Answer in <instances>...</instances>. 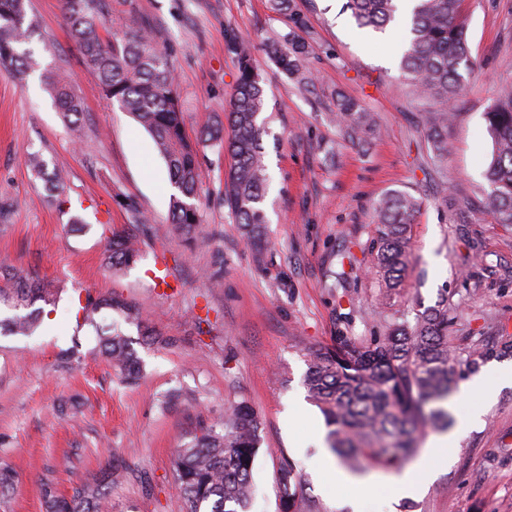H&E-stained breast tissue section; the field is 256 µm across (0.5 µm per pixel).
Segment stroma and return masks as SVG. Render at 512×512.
Returning a JSON list of instances; mask_svg holds the SVG:
<instances>
[{"mask_svg":"<svg viewBox=\"0 0 512 512\" xmlns=\"http://www.w3.org/2000/svg\"><path fill=\"white\" fill-rule=\"evenodd\" d=\"M344 0H296L307 18L319 100L302 97L266 62L264 42L288 21L268 0H105L107 33L131 21L161 31L173 52L185 131L190 139L224 119L238 61L227 31L251 39L270 90V133L263 138L270 183L265 232L273 250L247 243L222 201L227 156L201 149V224L188 240L170 231L174 192L149 133L105 99L69 35L62 0H29L40 22L31 47L43 68L64 70L83 102L82 141H74L39 73L19 81L0 68V198L13 212L0 224V264L67 285L30 336H0V463L15 472L0 512H46L41 484L71 496L109 463L125 479L107 492L110 512H179L175 451L196 430L217 424L238 402L260 423L251 512H281L276 469L283 458L303 477L297 512H349L315 471L328 455L319 408L312 420L288 417L306 400L310 353L343 336L379 332L381 298L373 279V205L393 190L422 197L410 230L408 270L389 303L415 319L440 298L457 309L448 343L460 360L481 356L463 381L512 368V226L470 207L486 188L492 141L484 114L497 86L512 82V0H463L468 47L479 74L464 83L448 129V193L440 195L399 67L405 30L358 29ZM342 91L375 112L382 132L360 147L344 142L328 96ZM333 151L335 162L324 159ZM40 153L66 174L62 201L26 167ZM149 215L142 258L122 272L103 262L105 238L133 221L128 202ZM86 224L71 228L72 215ZM169 287L149 276L156 260ZM115 292L133 302L159 334L139 342L136 382L101 355L92 328L76 323L78 296ZM76 350L67 365L59 350ZM445 463L421 491L399 497L366 491V512H512V386L487 401L451 397ZM478 420L459 430L461 416Z\"/></svg>","mask_w":512,"mask_h":512,"instance_id":"35a3bbf8","label":"stroma"}]
</instances>
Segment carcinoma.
Returning a JSON list of instances; mask_svg holds the SVG:
<instances>
[{
    "instance_id": "carcinoma-1",
    "label": "carcinoma",
    "mask_w": 512,
    "mask_h": 512,
    "mask_svg": "<svg viewBox=\"0 0 512 512\" xmlns=\"http://www.w3.org/2000/svg\"><path fill=\"white\" fill-rule=\"evenodd\" d=\"M295 0H271V9L288 16L289 31L266 44L265 53L302 93L317 94L316 75L310 66L311 45L304 37L305 15ZM462 0H414L409 13L408 45L400 59L410 94L422 107L418 126L424 133L434 165L437 190L447 192L448 125L465 76L480 67L467 50ZM28 0H0V66L15 68L19 80L40 67L26 45L36 33L27 15ZM356 24L382 32L397 19L398 0H345ZM101 0H63L70 36L80 48L89 75L104 96L132 115L150 134L165 161L176 193L170 198L171 224L175 233L192 237L201 223L198 192L202 183L199 142L186 135L179 106L178 85L171 54L156 47V34L129 24L120 37L101 35ZM228 50L238 61V76L226 124L203 133L204 141L221 148L230 158L224 176L223 202L240 224L248 240L266 250L261 204L268 182L263 148L267 133L268 94L264 73L253 59L251 41L231 31ZM44 80L54 102L70 124L73 137L81 127L74 117L83 112L81 100L59 70H44ZM334 119L341 137L360 144L379 134L372 113L341 91L334 94ZM493 142L485 172L489 190L484 209L499 224L512 225V83L501 85L485 112ZM25 162L53 189L64 186L62 170L48 169L39 153ZM422 200L409 191H392L374 206L377 224L374 265L378 287L388 298L399 287L410 263V224ZM134 224L107 238L106 264L123 271L140 259V227L147 223L131 206ZM63 288L34 277H23L0 267V306L13 314L0 319V331L30 336L42 311L31 307L53 305ZM117 313L136 324L146 342L158 335L142 319L137 306L127 299L105 294L78 300L79 325L93 328L99 350L117 363L128 379L138 377L142 362L132 340L117 324L98 320L102 310ZM448 300H440L410 322L379 312L382 334L360 341L340 340L334 350L312 353L305 385L325 416L327 439L337 457L352 468L388 469L400 465L415 448V435L428 423L445 426L448 412L440 403L454 391L460 359L448 345ZM260 447L259 423L245 402L234 405L219 425L204 427L176 451L174 471L181 492L179 512H248L254 495L252 468ZM125 469L113 464L101 481L86 485L71 498L57 494L49 481L42 483L47 512H102L107 489ZM301 475L290 461L277 470L283 512H294Z\"/></svg>"
}]
</instances>
